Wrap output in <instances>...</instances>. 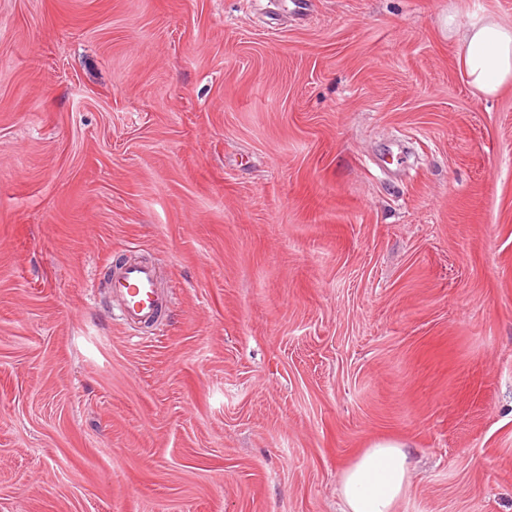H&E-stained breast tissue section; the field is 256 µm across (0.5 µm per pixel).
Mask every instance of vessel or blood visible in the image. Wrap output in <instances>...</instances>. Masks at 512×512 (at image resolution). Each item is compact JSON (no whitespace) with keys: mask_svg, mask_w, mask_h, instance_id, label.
Segmentation results:
<instances>
[{"mask_svg":"<svg viewBox=\"0 0 512 512\" xmlns=\"http://www.w3.org/2000/svg\"><path fill=\"white\" fill-rule=\"evenodd\" d=\"M107 288L122 321L133 329L158 324L168 305L159 274L150 264L127 261L115 267Z\"/></svg>","mask_w":512,"mask_h":512,"instance_id":"b4317fda","label":"vessel or blood"}]
</instances>
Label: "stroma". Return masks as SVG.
Returning a JSON list of instances; mask_svg holds the SVG:
<instances>
[{"mask_svg": "<svg viewBox=\"0 0 512 512\" xmlns=\"http://www.w3.org/2000/svg\"><path fill=\"white\" fill-rule=\"evenodd\" d=\"M512 0H0V512H512ZM457 28H449V19ZM159 267L155 336L103 284ZM461 73L465 82L491 97L512 81V27L492 19H472L460 37ZM401 442L381 440L340 476L344 512H395L405 492L410 464Z\"/></svg>", "mask_w": 512, "mask_h": 512, "instance_id": "1", "label": "stroma"}]
</instances>
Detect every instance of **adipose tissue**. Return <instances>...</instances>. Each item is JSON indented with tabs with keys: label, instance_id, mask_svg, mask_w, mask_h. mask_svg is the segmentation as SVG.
<instances>
[{
	"label": "adipose tissue",
	"instance_id": "obj_1",
	"mask_svg": "<svg viewBox=\"0 0 512 512\" xmlns=\"http://www.w3.org/2000/svg\"><path fill=\"white\" fill-rule=\"evenodd\" d=\"M461 73L484 96L512 83V27L491 19L469 21L460 37ZM410 464L403 443L381 440L340 476L346 512H395L405 492Z\"/></svg>",
	"mask_w": 512,
	"mask_h": 512
}]
</instances>
